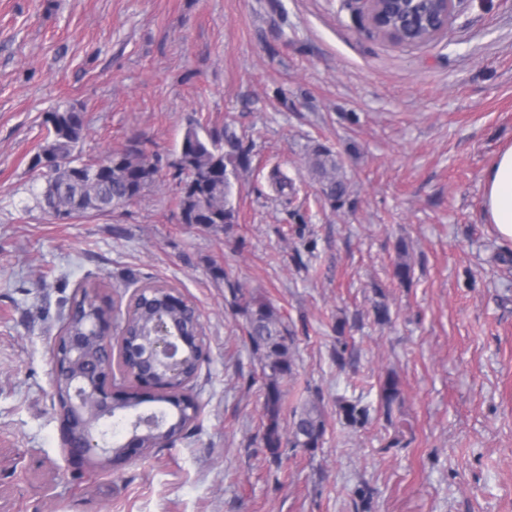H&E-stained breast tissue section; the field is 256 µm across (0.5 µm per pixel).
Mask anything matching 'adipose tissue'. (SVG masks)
I'll return each instance as SVG.
<instances>
[{
  "instance_id": "obj_1",
  "label": "adipose tissue",
  "mask_w": 512,
  "mask_h": 512,
  "mask_svg": "<svg viewBox=\"0 0 512 512\" xmlns=\"http://www.w3.org/2000/svg\"><path fill=\"white\" fill-rule=\"evenodd\" d=\"M484 210L500 240L512 243V145L503 149L484 175Z\"/></svg>"
}]
</instances>
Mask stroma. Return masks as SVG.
Instances as JSON below:
<instances>
[{"label": "stroma", "mask_w": 512, "mask_h": 512, "mask_svg": "<svg viewBox=\"0 0 512 512\" xmlns=\"http://www.w3.org/2000/svg\"><path fill=\"white\" fill-rule=\"evenodd\" d=\"M60 106L83 114V160L136 147L155 182L107 214H46L33 160ZM191 125L249 152L225 233L180 219ZM318 145L341 204L308 174ZM509 145L512 0H459L415 46L346 0H0V512H512V245L482 210ZM92 283L120 318L136 288L176 289L207 346L193 436L114 467L67 460L53 388L64 303ZM236 287L295 334L282 419L311 395L324 411L319 447L277 463ZM310 169L323 196L333 204L342 202L348 194L349 183L332 151L323 146L314 147Z\"/></svg>", "instance_id": "stroma-1"}]
</instances>
